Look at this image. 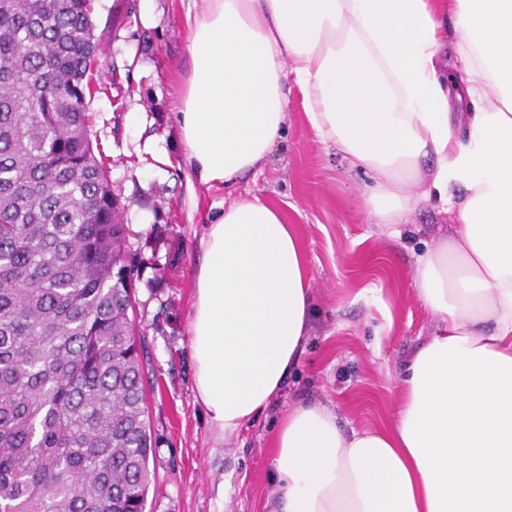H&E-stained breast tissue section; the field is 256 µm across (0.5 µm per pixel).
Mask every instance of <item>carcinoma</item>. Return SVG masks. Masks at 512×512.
<instances>
[{
	"label": "carcinoma",
	"instance_id": "obj_1",
	"mask_svg": "<svg viewBox=\"0 0 512 512\" xmlns=\"http://www.w3.org/2000/svg\"><path fill=\"white\" fill-rule=\"evenodd\" d=\"M95 0H0V512H145L139 271L91 133Z\"/></svg>",
	"mask_w": 512,
	"mask_h": 512
}]
</instances>
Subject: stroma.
Masks as SVG:
<instances>
[{
  "label": "stroma",
  "instance_id": "1",
  "mask_svg": "<svg viewBox=\"0 0 512 512\" xmlns=\"http://www.w3.org/2000/svg\"><path fill=\"white\" fill-rule=\"evenodd\" d=\"M193 0H96L102 36L93 131L109 159L131 243L158 237L166 277L135 280L149 377L155 474L145 512H268L273 438L288 409L321 402L357 429L391 423L396 379L435 328L413 279L416 255L449 234L455 218L417 209L401 238L369 219L371 173L349 168L311 128L298 93L287 129L256 173L206 187L184 157L175 112L190 66L185 15ZM261 197L277 206L304 246L314 310L282 394L238 435L219 439L196 397L188 341L198 241L222 202Z\"/></svg>",
  "mask_w": 512,
  "mask_h": 512
}]
</instances>
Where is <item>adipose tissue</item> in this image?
I'll use <instances>...</instances> for the list:
<instances>
[{
	"label": "adipose tissue",
	"mask_w": 512,
	"mask_h": 512,
	"mask_svg": "<svg viewBox=\"0 0 512 512\" xmlns=\"http://www.w3.org/2000/svg\"><path fill=\"white\" fill-rule=\"evenodd\" d=\"M204 0L187 15L178 112L201 184L255 172L282 140L288 87L351 168L376 174L368 216L399 238L432 204L457 222L414 282L438 319L396 379L378 431L321 403L284 415L269 512H512V0ZM456 32L453 56L443 48ZM464 85L449 87L447 67ZM471 103L470 119L452 104ZM188 323L197 397L217 437L284 387L313 312L302 243L255 197L200 240Z\"/></svg>",
	"instance_id": "ef3b65f1"
}]
</instances>
